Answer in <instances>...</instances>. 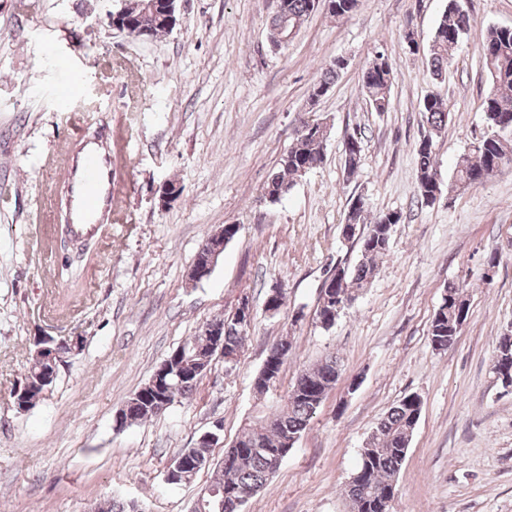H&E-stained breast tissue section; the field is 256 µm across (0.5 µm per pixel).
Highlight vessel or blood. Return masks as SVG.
<instances>
[{"mask_svg":"<svg viewBox=\"0 0 512 512\" xmlns=\"http://www.w3.org/2000/svg\"><path fill=\"white\" fill-rule=\"evenodd\" d=\"M75 202L70 230L86 239L98 231L100 213L112 209L111 159L95 149L86 150L72 187Z\"/></svg>","mask_w":512,"mask_h":512,"instance_id":"b4317fda","label":"vessel or blood"}]
</instances>
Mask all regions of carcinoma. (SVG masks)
<instances>
[{"label":"carcinoma","instance_id":"carcinoma-1","mask_svg":"<svg viewBox=\"0 0 512 512\" xmlns=\"http://www.w3.org/2000/svg\"><path fill=\"white\" fill-rule=\"evenodd\" d=\"M286 9L275 13L270 20L269 39L273 47L285 49L298 33L304 22L315 12V0H284ZM326 14L337 19H348L355 12L358 0H326ZM159 11L168 15L169 22L149 23L127 18L126 28L135 38L157 37L172 30L178 21L176 5L169 0H157ZM474 26V19L462 0H448L428 47V71L434 82H442L448 72L460 43ZM147 29L148 34L141 33ZM491 91L482 102L487 133L472 142L456 163L453 177L443 182L434 161V136L448 124L450 112L446 100L431 91L419 103V112L427 125L425 134L416 149L417 202L423 206L434 204L448 186L452 193L458 188L473 187L486 182L503 165L512 163V138L503 133L512 131V27H491L478 45ZM346 62L334 59L324 68L312 85L311 96L324 97L332 89ZM393 79V65L383 54H377L365 67L362 88L369 104L377 112H385L389 106V92ZM320 122L304 124L296 133L291 146L280 157L278 171L264 188V196L272 202L279 201L296 185L299 178L318 167L324 160L327 137L319 134ZM353 141L345 142L344 169L353 176L362 160L363 137L351 134ZM401 221V214L394 211H374L362 196L352 199L342 233L347 240L361 244L358 262L352 266L337 264L340 275L336 286L321 289L315 310L316 319H324L332 325L355 300V293L372 279L378 260L385 253L394 226ZM448 298L442 299L431 322L432 341L448 343L455 335L459 316L457 311L469 309L463 295V287L450 283L446 287ZM224 325V355H239L248 339L241 325L239 311L216 318ZM276 355L271 357L276 373L288 360L292 344L282 340L272 347ZM213 351L211 340L203 332L183 343L177 361L187 377H172L164 389L149 399L131 396L122 409L119 425L137 423L161 413V403L171 404L178 397L194 392L198 379L188 375L204 362L211 364ZM512 365V342L500 338L493 365ZM339 369L336 357L330 356L314 367L302 370L291 389L280 397L278 407L270 414H263L249 423L242 434L224 450V463L214 468L209 484L224 491V512H238L235 500L245 491L261 490L281 464L280 452L287 438H299L316 414L318 396L327 394L336 385ZM420 415V404L403 398L377 424L371 440L360 453L357 470L368 472L367 484L356 487L351 484L343 489L350 502L351 512H389V501L396 494V476L406 458L411 437ZM210 448L198 443L187 448L181 455L188 456L191 466L186 481H191L209 462Z\"/></svg>","mask_w":512,"mask_h":512}]
</instances>
